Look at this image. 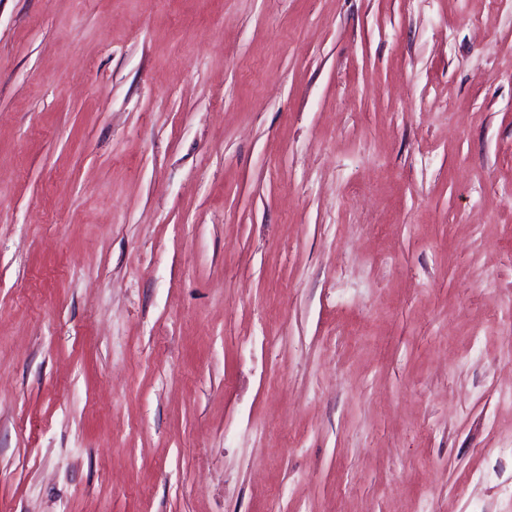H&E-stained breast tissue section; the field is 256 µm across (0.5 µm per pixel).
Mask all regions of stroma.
Listing matches in <instances>:
<instances>
[{"label": "stroma", "instance_id": "stroma-1", "mask_svg": "<svg viewBox=\"0 0 512 512\" xmlns=\"http://www.w3.org/2000/svg\"><path fill=\"white\" fill-rule=\"evenodd\" d=\"M512 512V0H0V512Z\"/></svg>", "mask_w": 512, "mask_h": 512}]
</instances>
